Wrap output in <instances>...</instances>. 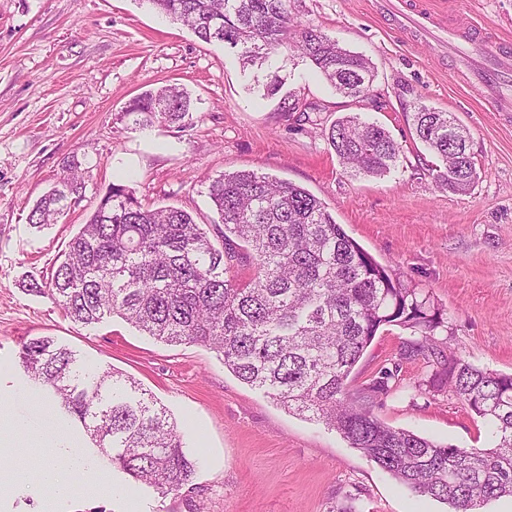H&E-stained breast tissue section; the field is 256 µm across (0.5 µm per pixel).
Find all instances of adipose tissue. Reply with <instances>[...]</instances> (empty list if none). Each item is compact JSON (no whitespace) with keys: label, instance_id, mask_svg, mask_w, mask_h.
I'll list each match as a JSON object with an SVG mask.
<instances>
[{"label":"adipose tissue","instance_id":"ef3b65f1","mask_svg":"<svg viewBox=\"0 0 512 512\" xmlns=\"http://www.w3.org/2000/svg\"><path fill=\"white\" fill-rule=\"evenodd\" d=\"M33 475L36 482L57 499L73 497L85 483L102 495L115 493L100 459L88 454L82 446L68 438L54 440L43 447L40 463Z\"/></svg>","mask_w":512,"mask_h":512}]
</instances>
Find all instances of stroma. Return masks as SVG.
<instances>
[{
	"instance_id": "obj_1",
	"label": "stroma",
	"mask_w": 512,
	"mask_h": 512,
	"mask_svg": "<svg viewBox=\"0 0 512 512\" xmlns=\"http://www.w3.org/2000/svg\"><path fill=\"white\" fill-rule=\"evenodd\" d=\"M433 2L449 21L512 40V0ZM292 13L372 62L368 97L340 95L294 54L243 70L236 50L201 41L147 0H0V401L38 420L43 434L57 426L91 448L82 424L52 410L23 372V344L48 336L86 367L133 377L184 426L199 459L193 482L175 495L111 467L120 494L68 500L6 464L0 482L16 485L0 512H449L401 487L337 432L241 383L211 350L158 341L117 317L84 327L25 288L61 262L112 184L209 225L218 220L210 179L255 171L307 189L378 263L441 308L444 353L512 373V112L474 99L447 57L395 32L374 0H293ZM272 74L284 84L267 98L259 86ZM166 84L191 93V127L123 119L133 98ZM286 98L308 112L282 111ZM417 104L453 113L469 131L477 178L468 192L436 181L440 160L412 129ZM354 113L401 147L384 176L352 175L328 143L329 128ZM72 168L84 176L81 196L56 224L33 228L31 208ZM410 335L381 328L351 390L396 367L401 391L377 408L381 420L444 445L489 446L481 418L453 393L430 390L433 359L399 360Z\"/></svg>"
}]
</instances>
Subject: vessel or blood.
<instances>
[{"label": "vessel or blood", "instance_id": "vessel-or-blood-1", "mask_svg": "<svg viewBox=\"0 0 512 512\" xmlns=\"http://www.w3.org/2000/svg\"><path fill=\"white\" fill-rule=\"evenodd\" d=\"M383 3L422 41L446 48L467 71L477 95L504 109L512 106V99L506 96L512 89V42L487 37L473 24L438 25L419 0Z\"/></svg>", "mask_w": 512, "mask_h": 512}]
</instances>
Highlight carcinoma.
I'll return each instance as SVG.
<instances>
[{"instance_id": "1", "label": "carcinoma", "mask_w": 512, "mask_h": 512, "mask_svg": "<svg viewBox=\"0 0 512 512\" xmlns=\"http://www.w3.org/2000/svg\"><path fill=\"white\" fill-rule=\"evenodd\" d=\"M200 40L240 50L242 67L260 68L283 51L306 58L336 91L370 94L369 60L292 16L291 0H147ZM194 103L176 85L133 98L123 117L138 127L188 128ZM417 138L445 165L437 179L452 192L473 184L469 134L451 112L415 107ZM356 175L377 177L395 165L400 147L383 126L357 115L336 121L327 136ZM77 182L62 178L32 207L29 223L54 224L69 208ZM208 197L224 225L222 244L193 216L175 207L150 209L126 185L110 186L67 244L64 260L29 291L47 294L78 324L117 316L170 344L200 345L241 382L288 412L337 431L401 485L441 500L451 512H477L512 496V374L478 368L456 357L431 379L447 388L492 431L489 448L441 445L386 425L375 413L396 393V371L385 369L353 392L348 378L380 328L419 334L399 356L438 357L434 332L442 311L381 266L306 189L254 171L211 180ZM249 262L241 280L235 266ZM28 377L76 417L101 454L131 478L166 496L192 482L198 459L182 431L153 400L127 395L135 381L90 370L48 337L22 349Z\"/></svg>"}]
</instances>
